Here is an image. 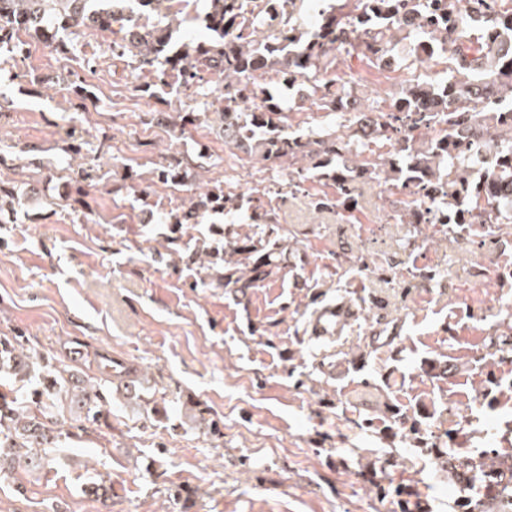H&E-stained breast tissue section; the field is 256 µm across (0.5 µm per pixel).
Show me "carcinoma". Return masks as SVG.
<instances>
[{
	"label": "carcinoma",
	"instance_id": "cac0c4a2",
	"mask_svg": "<svg viewBox=\"0 0 512 512\" xmlns=\"http://www.w3.org/2000/svg\"><path fill=\"white\" fill-rule=\"evenodd\" d=\"M297 0H211L204 17L210 37L174 47L171 26L154 25L145 38L129 43L112 42V54L134 57L140 72L150 81L143 91L166 92L175 76L186 91L204 98L200 72L224 79V92L204 101L205 112H179L182 127L194 126L212 113L222 131L235 130L231 143L250 157L288 169L309 159L319 160L314 170L336 184V197L314 201L317 208L336 204L350 212L355 205L352 182L382 173L384 184L406 193L409 203L427 202L432 207L422 218L414 209L399 215L410 224H431L437 232L469 235L481 224L494 234L501 224H512V54L502 45L512 39V0H335L321 13L318 30L303 38L296 15ZM119 24L122 18L112 4L100 0H0V55L13 58L23 51L19 33L47 36L54 31L77 34L88 16L87 9ZM417 17L412 27L401 24L404 16ZM260 27L276 31L274 40L255 38ZM427 42L432 52L422 57L418 45ZM363 55L381 66L389 55L398 65H444L447 77L439 82L414 79L400 86L390 100L364 97L367 111L377 115L376 137L386 140L394 152L384 155L370 149L349 120L346 133L326 134L320 127L305 134L289 135L288 104L278 97L281 86H303L310 91V106L340 114L354 85L331 82L329 71L342 55ZM482 84L487 93L476 97L470 88ZM370 152L371 158L347 164V156ZM154 178L180 183L182 160L159 163ZM255 209L278 234L274 208L261 198ZM238 196L213 186L169 209L164 221L173 233L186 224L198 223L204 214L231 215L239 208ZM287 246L281 237L269 242L248 234L229 242L227 254L238 271L223 274L224 287L245 289L268 277L275 265L268 245ZM31 389L20 406L12 390L0 391V477L14 471L44 472L52 469L48 452L62 437L49 426L59 409L84 425L96 424L115 394L112 386L90 383L78 373L25 348L19 337L0 339V381ZM136 410L144 419L166 414V398L143 396Z\"/></svg>",
	"mask_w": 512,
	"mask_h": 512
}]
</instances>
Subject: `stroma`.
Segmentation results:
<instances>
[{"mask_svg":"<svg viewBox=\"0 0 512 512\" xmlns=\"http://www.w3.org/2000/svg\"><path fill=\"white\" fill-rule=\"evenodd\" d=\"M179 42L203 39L209 0H170ZM113 34L77 37L67 51L27 36L0 72V180L14 206L0 224V336H21L54 361L100 375L107 361L166 395L167 416L142 420L113 402L104 427L60 438L48 474L0 481V512H402L416 490L429 512L461 495L448 450L512 455V229L463 238L398 221L407 198L383 182L354 184V212L318 209L332 181L303 179L249 158L217 126L157 124L158 109L194 106L182 90L137 92ZM358 90L386 99L412 70L388 74L347 56ZM82 86L98 105L75 110ZM79 131L84 153L61 145ZM94 157L90 212L47 175H74ZM202 158L180 188L151 181L166 158ZM129 171L151 182L117 192ZM251 196L274 192L289 245L272 275L235 293L202 279L194 255L226 234L253 232L203 216L169 236L162 212L210 182ZM358 310L336 341L312 338L325 301ZM420 420L434 453L413 449L392 412ZM382 468V481L372 469ZM110 496L89 498L92 471Z\"/></svg>","mask_w":512,"mask_h":512,"instance_id":"1","label":"stroma"}]
</instances>
